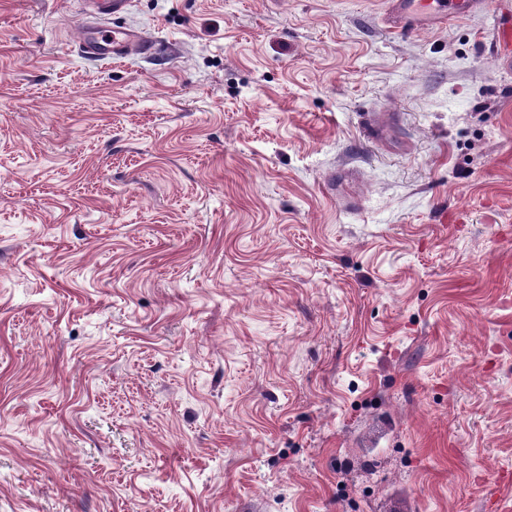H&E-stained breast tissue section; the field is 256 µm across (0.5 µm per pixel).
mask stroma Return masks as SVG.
I'll use <instances>...</instances> for the list:
<instances>
[{"instance_id": "obj_1", "label": "stroma", "mask_w": 512, "mask_h": 512, "mask_svg": "<svg viewBox=\"0 0 512 512\" xmlns=\"http://www.w3.org/2000/svg\"><path fill=\"white\" fill-rule=\"evenodd\" d=\"M0 0V512H485L512 478L502 0ZM485 5L484 0H388L386 21L400 32L413 33L467 19ZM512 22L498 25L495 32V52L493 53L496 61L506 68L512 63ZM84 31L80 41L81 51L88 56L112 58L121 56L129 50L145 51L147 43L139 35H132L126 30L115 31L112 28L92 26Z\"/></svg>"}]
</instances>
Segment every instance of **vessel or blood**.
<instances>
[{"label": "vessel or blood", "instance_id": "vessel-or-blood-1", "mask_svg": "<svg viewBox=\"0 0 512 512\" xmlns=\"http://www.w3.org/2000/svg\"><path fill=\"white\" fill-rule=\"evenodd\" d=\"M484 6L485 0H388L386 21L398 31L412 33L467 19ZM147 48L141 36L101 26L84 31L80 41L81 51L97 58H112L133 49ZM494 57L502 66L512 65V23L497 27Z\"/></svg>", "mask_w": 512, "mask_h": 512}]
</instances>
